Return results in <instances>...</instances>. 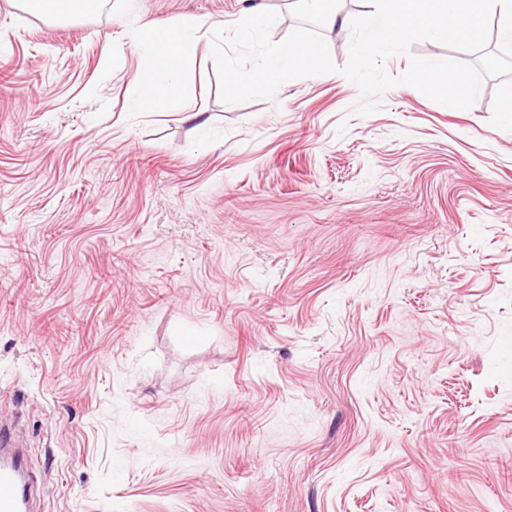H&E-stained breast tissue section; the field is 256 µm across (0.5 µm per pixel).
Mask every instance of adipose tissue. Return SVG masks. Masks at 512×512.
<instances>
[{"label": "adipose tissue", "mask_w": 512, "mask_h": 512, "mask_svg": "<svg viewBox=\"0 0 512 512\" xmlns=\"http://www.w3.org/2000/svg\"><path fill=\"white\" fill-rule=\"evenodd\" d=\"M100 4L101 0H19L22 9L56 21L96 14ZM214 35V25L196 15H183L163 26L138 25L133 109L161 112L181 108L186 120H198V113L186 109V77L199 59L203 40H213Z\"/></svg>", "instance_id": "obj_1"}]
</instances>
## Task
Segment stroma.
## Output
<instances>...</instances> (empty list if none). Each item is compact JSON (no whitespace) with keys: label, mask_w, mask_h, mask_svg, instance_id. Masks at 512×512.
I'll return each instance as SVG.
<instances>
[{"label":"stroma","mask_w":512,"mask_h":512,"mask_svg":"<svg viewBox=\"0 0 512 512\" xmlns=\"http://www.w3.org/2000/svg\"><path fill=\"white\" fill-rule=\"evenodd\" d=\"M251 0H0V420L37 512H512L497 79L135 112L132 31ZM18 4L22 9L48 19L66 21L96 14L101 0H20Z\"/></svg>","instance_id":"35a3bbf8"}]
</instances>
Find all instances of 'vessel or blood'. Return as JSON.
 Returning a JSON list of instances; mask_svg holds the SVG:
<instances>
[{
  "mask_svg": "<svg viewBox=\"0 0 512 512\" xmlns=\"http://www.w3.org/2000/svg\"><path fill=\"white\" fill-rule=\"evenodd\" d=\"M32 478L10 424L0 422V512H31Z\"/></svg>",
  "mask_w": 512,
  "mask_h": 512,
  "instance_id": "obj_1",
  "label": "vessel or blood"
}]
</instances>
